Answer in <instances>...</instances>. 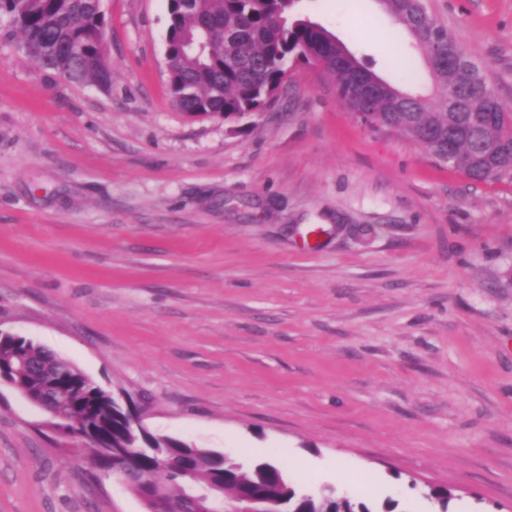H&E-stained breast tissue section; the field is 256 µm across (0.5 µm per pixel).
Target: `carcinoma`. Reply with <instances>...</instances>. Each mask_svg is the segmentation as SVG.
<instances>
[{"label": "carcinoma", "mask_w": 512, "mask_h": 512, "mask_svg": "<svg viewBox=\"0 0 512 512\" xmlns=\"http://www.w3.org/2000/svg\"><path fill=\"white\" fill-rule=\"evenodd\" d=\"M421 51L433 91L397 87L352 54L321 25L294 12L298 0H169L166 46L169 93L189 115L234 119L262 112L288 78L291 61L313 64L336 82L353 112L373 116L375 132L400 133L438 161L453 147L450 166L475 182H512L508 132L512 111L489 84L474 81L480 67L427 11L424 0H379ZM7 36L35 63L77 84L108 86L101 0H0ZM0 371L24 398L37 402L54 385L59 426L82 435L93 462L133 460L125 477L137 496L194 512L183 495L177 465L188 461L199 485L224 484L213 512H228L240 495L281 502L288 512H371L332 486L313 492L275 462L250 463L221 452L166 441L161 456L129 447L131 417L112 407V395L66 359L24 339L0 340Z\"/></svg>", "instance_id": "1"}]
</instances>
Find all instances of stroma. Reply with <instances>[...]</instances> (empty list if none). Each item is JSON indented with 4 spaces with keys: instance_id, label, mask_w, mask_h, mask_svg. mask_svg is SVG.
Masks as SVG:
<instances>
[{
    "instance_id": "stroma-1",
    "label": "stroma",
    "mask_w": 512,
    "mask_h": 512,
    "mask_svg": "<svg viewBox=\"0 0 512 512\" xmlns=\"http://www.w3.org/2000/svg\"><path fill=\"white\" fill-rule=\"evenodd\" d=\"M512 109V0H428ZM112 83L0 36V330L148 431L380 512H512V182L475 183L362 126L293 65L263 115L170 101L167 0H103ZM386 81L421 54L376 0H299ZM0 387V512H145Z\"/></svg>"
}]
</instances>
